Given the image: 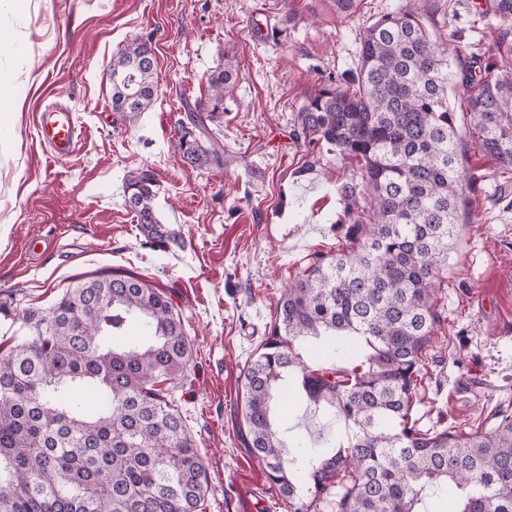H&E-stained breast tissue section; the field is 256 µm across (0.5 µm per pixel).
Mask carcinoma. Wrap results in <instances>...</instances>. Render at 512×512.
Here are the masks:
<instances>
[{"label": "carcinoma", "mask_w": 512, "mask_h": 512, "mask_svg": "<svg viewBox=\"0 0 512 512\" xmlns=\"http://www.w3.org/2000/svg\"><path fill=\"white\" fill-rule=\"evenodd\" d=\"M434 39L407 5L362 34L356 76L306 96L292 139L327 143L350 164L336 254L315 257L277 302L247 366L246 443L288 512H418L432 492L453 512H512V408L472 431L412 420L424 355L441 320L438 271L459 234V203L479 177L461 162L448 104L454 31ZM495 61L461 65L464 110L483 152L512 180V33ZM156 61L134 40L112 58V108L152 103ZM233 65L211 76L175 145L192 167L224 165L209 123L224 112ZM126 204L151 246L176 238L155 208L149 170L125 181ZM181 313L146 281L114 274L66 291L36 336L0 353V512H202L208 476L183 415L161 388L185 376ZM344 423L325 448L289 444L271 405L277 387Z\"/></svg>", "instance_id": "1"}]
</instances>
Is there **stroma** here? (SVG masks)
Wrapping results in <instances>:
<instances>
[{"label": "stroma", "instance_id": "35a3bbf8", "mask_svg": "<svg viewBox=\"0 0 512 512\" xmlns=\"http://www.w3.org/2000/svg\"><path fill=\"white\" fill-rule=\"evenodd\" d=\"M406 2L351 0L341 11L336 0H0V90L16 105L0 129V350L93 277L130 272L164 292L192 347L173 394L209 474L204 512H286L242 440L244 372L283 289L315 255L335 253L347 173L334 146L297 145L293 122L318 85L355 76L364 28ZM419 3L431 33L453 14L464 55H495L505 24L488 0ZM136 38L154 51L158 93L128 121L112 109L110 65ZM226 55L234 83L212 129L229 163L194 168L174 144L186 105L207 97ZM462 99L451 85L462 162L478 182L440 270L442 323L412 411L423 430L475 427L512 403V182L482 152ZM54 100L85 128L62 160L36 129ZM141 170L156 178L161 222L179 232L161 250L146 245L124 201L126 176ZM274 415L312 447L345 431L294 402L275 403Z\"/></svg>", "mask_w": 512, "mask_h": 512}]
</instances>
